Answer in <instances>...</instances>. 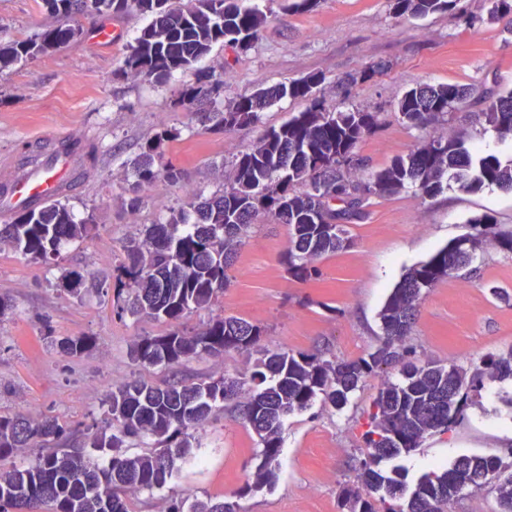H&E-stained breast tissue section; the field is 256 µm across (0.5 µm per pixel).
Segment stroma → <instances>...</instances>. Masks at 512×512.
<instances>
[{"label":"stroma","mask_w":512,"mask_h":512,"mask_svg":"<svg viewBox=\"0 0 512 512\" xmlns=\"http://www.w3.org/2000/svg\"><path fill=\"white\" fill-rule=\"evenodd\" d=\"M257 2L268 17L257 43L243 51L214 46L161 81L119 73L130 45L150 22L136 13L112 20L114 41L87 37L0 70V160L33 151L35 139L64 134L88 138L97 150L95 165L87 167L67 201L76 219H92L89 237L64 243L48 262L0 251V415L34 410L59 418L73 430L78 447L86 430H107L104 401L118 381L202 383L252 368L253 351L206 356L172 369L142 366L130 356L133 340L164 334L169 324L113 309L123 244L142 237L145 226L165 223L191 195L222 193L231 182L233 158L305 103L281 99L262 110L256 124L230 132L214 130L213 113L257 86L322 74L317 95L326 111L379 113L380 128L357 147L373 171L407 156L433 134L399 119L397 102L407 89L460 83L480 91L512 90V14L488 20V0H459L457 9L425 19L394 18L389 0H319L305 13L284 11L281 0ZM466 13L476 16L475 26L465 24ZM56 21L44 0H0V44ZM374 64L380 72L343 97L337 77ZM207 75L223 81L220 95L193 112L174 107L184 87ZM479 110L478 104H467L448 124L468 149L512 156V139L483 132L475 117ZM167 128L176 130L177 138L168 143L164 159L184 180L143 188L141 208L130 211L137 194L132 164L142 146ZM484 215L494 222L490 237L464 278L450 277L431 288L408 339L422 358L445 366L479 364L512 350V253L496 241L497 234L512 231V190H467L448 178L432 198L408 188L372 199L363 216L346 225L353 247L322 259L320 276L309 281L290 276L281 262L287 226L258 221L218 302L187 314L180 327L194 331L218 316L241 317L263 327L261 348L358 358L377 344L379 312L403 274L469 232L471 220ZM69 271L82 276L79 296L58 285ZM84 336L93 343L81 356L60 351V340ZM383 379L367 378L344 410L317 401L288 416L275 484L245 495L240 489L257 464L258 438L234 411L217 409L199 435L194 457L163 488L138 494L133 512H160L164 500L203 494L237 501L240 512H347L339 494L356 484L368 456L362 434ZM461 455H497L512 462L511 380L486 382L450 431L427 437L415 451L384 461L381 468H400L412 484Z\"/></svg>","instance_id":"obj_1"}]
</instances>
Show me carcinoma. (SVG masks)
Returning a JSON list of instances; mask_svg holds the SVG:
<instances>
[{
  "instance_id": "1",
  "label": "carcinoma",
  "mask_w": 512,
  "mask_h": 512,
  "mask_svg": "<svg viewBox=\"0 0 512 512\" xmlns=\"http://www.w3.org/2000/svg\"><path fill=\"white\" fill-rule=\"evenodd\" d=\"M51 11L66 19L27 39L0 44V68L22 57L58 49L83 36L68 22L79 0H45ZM394 18H426L453 8L457 0H390ZM103 15L146 14L151 17L130 47L121 74L161 80L186 69L217 43L247 49L259 40L267 16L243 0H188L183 8L173 0H92ZM382 65L358 77L346 74L336 84L348 90L367 81ZM324 81L312 73L288 84L258 87L217 114L215 128L228 132L259 120V111L283 98L308 102L306 108L277 128L267 130L259 145L232 161L233 184L211 198L194 197L190 210L180 209L165 224H152L142 240L123 245L127 262L121 266L114 299L118 314L130 311L173 324L189 312L214 305L230 284L227 274L252 224L263 216L288 226V273L300 280L319 275L318 263L328 254L351 248L354 241L345 221L363 213L373 198L414 188L432 197L448 175L468 189L483 185L512 188V158L472 153L455 136L437 137L379 171L369 172L356 148L379 128L380 113L353 108L328 112L316 96ZM221 80L207 77L179 94L175 106L192 111L203 98L218 95ZM474 94L469 85L419 84L397 103L399 118L427 128L448 122V114ZM478 113L498 137H512V90L484 98ZM174 134L164 130L142 147L134 162L137 183L151 186L159 179L178 184L183 174L163 162L165 144ZM487 216L470 221L471 232L409 268L379 312L383 336L378 345L356 360L325 359L318 353L261 351L247 377L224 376L207 383L173 382L156 385L130 380L112 388L105 401L112 434L88 437L92 448L109 449L105 466L71 445L73 431L56 417L32 414L0 415V461L34 443L47 449L39 462L26 468L0 469V512H129L128 501L141 491L160 489L193 454L196 435L215 409L227 404L241 410L243 424L258 437L261 450L255 471L241 493L270 487L276 479L284 420L308 409L315 400L341 410L368 377L400 367L402 380H384L368 414L363 433L369 459L358 483L343 489L349 512H450L461 490L450 481H491L501 512H512V464L495 455H462L446 469L422 475L407 492L404 476L379 469L385 459L408 454L433 433L447 432L478 395L486 380L512 379V350L491 355L473 371L423 361L407 345L423 292L469 265L485 229ZM89 221L76 222L58 199L25 209L12 223L0 225V247L9 246L34 259L57 255L64 242L88 237ZM133 295L121 305L123 290ZM264 330L235 317H218L194 334L172 329L161 336H141L130 355L144 365H183L226 351H249L259 345ZM90 338L65 339L61 352L76 356ZM151 438L156 447L129 454L130 439ZM167 512H239L229 501L194 497L171 502Z\"/></svg>"
}]
</instances>
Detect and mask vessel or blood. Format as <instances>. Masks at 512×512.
Returning <instances> with one entry per match:
<instances>
[{"instance_id":"b4317fda","label":"vessel or blood","mask_w":512,"mask_h":512,"mask_svg":"<svg viewBox=\"0 0 512 512\" xmlns=\"http://www.w3.org/2000/svg\"><path fill=\"white\" fill-rule=\"evenodd\" d=\"M85 145L83 137L59 136L52 149L0 165V212L35 208L76 191L84 178Z\"/></svg>"}]
</instances>
